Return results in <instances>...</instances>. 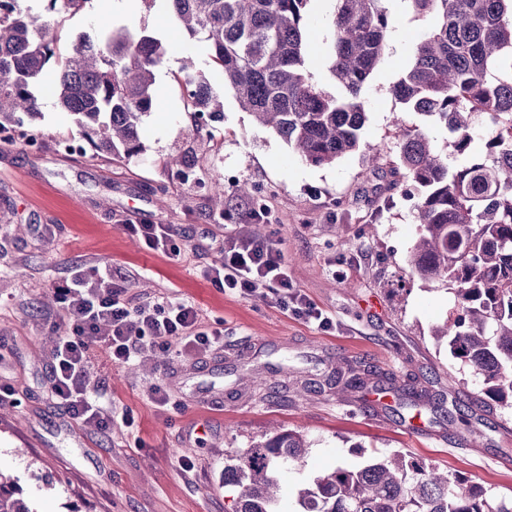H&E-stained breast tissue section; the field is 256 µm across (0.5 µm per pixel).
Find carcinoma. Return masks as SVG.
<instances>
[{
	"mask_svg": "<svg viewBox=\"0 0 512 512\" xmlns=\"http://www.w3.org/2000/svg\"><path fill=\"white\" fill-rule=\"evenodd\" d=\"M47 2L45 14L11 16L10 0H0V134L13 135L38 113L48 84L96 155H140V123L154 104V71L165 61V45L144 30L121 27L105 40L84 33L62 50L52 17L77 12L86 0ZM163 2L188 34L181 73L192 112L189 136L200 137L204 117L224 110L210 85L190 73L196 43L203 42L240 108L300 160L331 165L360 149L363 92L390 30L387 0H332L318 60L315 0ZM409 2L439 23L415 44L393 86L395 98L409 113L444 127L458 155L470 151L475 116L488 117L489 126L484 152L451 169L425 131L396 121L399 164L420 191L408 265L419 279L446 286L458 309L434 338L446 340L448 354L482 380L484 396L506 405L512 401V0ZM316 64L340 92L313 80ZM371 380L383 382L372 369L359 373L338 360L325 382L342 397ZM425 397L404 388L399 406L417 408ZM446 418L451 427L471 424L463 403L453 404ZM310 447L300 432L280 429L227 459L231 512H281L280 469L301 462ZM297 505L295 512H512V498L493 503L479 483L398 451L315 476L298 490ZM0 512H33L14 479L1 472Z\"/></svg>",
	"mask_w": 512,
	"mask_h": 512,
	"instance_id": "obj_1",
	"label": "carcinoma"
}]
</instances>
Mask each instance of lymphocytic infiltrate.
Wrapping results in <instances>:
<instances>
[{
  "mask_svg": "<svg viewBox=\"0 0 512 512\" xmlns=\"http://www.w3.org/2000/svg\"><path fill=\"white\" fill-rule=\"evenodd\" d=\"M128 231L146 248L169 256L185 253L187 246L171 224H132ZM214 287L244 297L266 288L277 295L283 308L307 321L328 327L316 309L294 286L281 251L271 240L228 236L223 257L205 270ZM124 276L101 266L87 272L73 265L68 278L54 290L65 311L67 328L52 350V389L77 424L103 430L112 425L88 390L85 378L92 353L115 364H126L143 355L167 352L171 344L205 352L218 343L220 332L201 330L199 310L184 302L131 305L126 299Z\"/></svg>",
  "mask_w": 512,
  "mask_h": 512,
  "instance_id": "obj_1",
  "label": "lymphocytic infiltrate"
}]
</instances>
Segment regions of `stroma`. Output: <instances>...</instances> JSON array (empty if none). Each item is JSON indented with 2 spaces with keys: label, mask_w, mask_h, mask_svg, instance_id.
<instances>
[{
  "label": "stroma",
  "mask_w": 512,
  "mask_h": 512,
  "mask_svg": "<svg viewBox=\"0 0 512 512\" xmlns=\"http://www.w3.org/2000/svg\"><path fill=\"white\" fill-rule=\"evenodd\" d=\"M115 26L144 28L166 44L184 40L164 0L126 11L110 0ZM385 58L363 93L362 142L377 150V168L363 152L335 164L299 160L272 131L242 112L224 74L198 51V70L224 110L207 134L191 140L179 66L168 53L155 71V101L140 125L141 155L108 161L91 149L65 153L73 117L51 93H41L33 128L37 146L0 138V384L12 401L0 404V472L11 475L33 512H224L228 456L273 430L303 433L311 453L281 476L280 507L294 512L298 489L338 464L360 465L373 450L401 451L483 485L492 498L512 495V407L479 403L481 382L448 354L432 331L454 313L452 294L409 273L416 240L411 179L398 170L392 88L416 37L433 27L407 0H389ZM190 160L198 179L175 176L171 158ZM222 182L224 209L209 187ZM248 183L247 196L234 193ZM265 208V235L281 249L294 285L331 321L329 328L284 311L275 296L241 297L214 288L201 266L218 262L223 236L247 235L246 212ZM175 224L185 255L147 250L124 228L128 221ZM107 264L127 278L137 300L185 299L207 328L222 331L201 356H142L121 366L92 356L87 384L103 407L132 411L135 424L109 430L76 425L50 391L51 335L64 311L46 303L73 263ZM363 362L396 387L428 390L418 415L399 408L393 392L349 393L326 387L302 400L306 373L336 360ZM288 361V370L242 378L244 368ZM169 394L157 407L150 391ZM470 406V428L449 427L444 409ZM415 422L418 433L405 429ZM480 440L473 450L472 440ZM193 464L182 471L181 461Z\"/></svg>",
  "instance_id": "1"
}]
</instances>
